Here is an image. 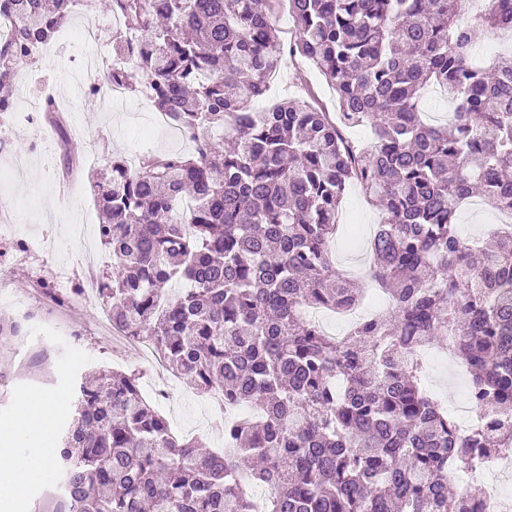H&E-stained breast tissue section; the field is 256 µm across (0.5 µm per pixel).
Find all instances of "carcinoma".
I'll list each match as a JSON object with an SVG mask.
<instances>
[{
	"label": "carcinoma",
	"mask_w": 512,
	"mask_h": 512,
	"mask_svg": "<svg viewBox=\"0 0 512 512\" xmlns=\"http://www.w3.org/2000/svg\"><path fill=\"white\" fill-rule=\"evenodd\" d=\"M80 0H8L0 112L20 58ZM271 0H92L120 18L105 82L141 73L155 111L193 143L132 170L90 175L111 268L97 283L112 328L148 340L165 367L256 414L224 425L232 451L178 440L139 376L98 369L79 387L57 450L68 512H254L240 482L272 485L262 512H448L450 473L512 448V232L472 243L459 205L512 213V55L471 61L476 39L512 31L507 0H288L283 47ZM336 92V118L301 98L264 112L284 56ZM432 85L454 121L422 118ZM370 125L363 147L346 131ZM228 132L222 148L207 135ZM377 200L373 276L388 307L341 337L302 309L364 299L328 249L347 187ZM448 347L486 416L465 434L424 389L418 352ZM273 16L275 18V25L277 28L278 36L281 41L288 46V43L293 41L295 38L296 31L293 26V21L288 15L287 0H283V2L278 7L275 5Z\"/></svg>",
	"instance_id": "1"
}]
</instances>
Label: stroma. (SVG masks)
Here are the masks:
<instances>
[{"mask_svg": "<svg viewBox=\"0 0 512 512\" xmlns=\"http://www.w3.org/2000/svg\"><path fill=\"white\" fill-rule=\"evenodd\" d=\"M109 17L106 11L88 17L75 15L65 26L69 32L88 24L96 26L97 41L55 40L54 60L38 66L34 90L42 96H56L64 115L46 121L55 130L48 155L37 156L33 166L0 183V208L21 204L31 192L39 194L35 211L22 213L19 223L0 224V273L11 280L10 295L0 297V325L14 330L12 337L0 344V426L16 421L21 394H34L50 403L63 401L64 410L51 412L50 430L45 436H27L20 443L26 453L54 447L74 411L82 376L107 368L137 372L143 395L156 403L172 431L220 448L224 439L214 432L220 415L206 395L167 372L157 356L142 355L111 329L95 324L101 301L90 286L85 257L96 254L102 272L109 265V257L92 233L99 211L88 182L89 170L82 164L86 147H94L100 161L127 156L137 139L144 140L142 152L146 155L192 148L191 142L150 125L153 107L143 94L129 93L110 104L81 91L78 60L87 53H112ZM305 94L328 111H335L336 96L322 77L305 61H289L276 73L255 108L262 111L276 101ZM383 217L359 186L347 190L338 220L343 225H356L359 232L352 246L340 235L332 240L330 248L338 268L347 271L370 261L369 237ZM500 222V213L477 198L466 200L458 210V230L466 239L485 240ZM34 238L50 243L49 257L26 248V241ZM61 270L69 273L71 303L66 308L57 307L45 293L54 286ZM424 357V384L435 386L437 397L443 400L462 395L467 374L458 371L456 365L446 364L439 346L427 347ZM60 492V475L51 466L21 495L0 501V512H54L51 497Z\"/></svg>", "mask_w": 512, "mask_h": 512, "instance_id": "obj_1", "label": "stroma"}]
</instances>
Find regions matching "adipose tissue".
<instances>
[{
  "instance_id": "adipose-tissue-1",
  "label": "adipose tissue",
  "mask_w": 512,
  "mask_h": 512,
  "mask_svg": "<svg viewBox=\"0 0 512 512\" xmlns=\"http://www.w3.org/2000/svg\"><path fill=\"white\" fill-rule=\"evenodd\" d=\"M20 414L22 430L0 429V474L6 479L5 485L0 487V495L5 497L21 491L51 459L50 450L42 449L36 454L26 455L17 447L22 433L40 435L47 430L49 414L44 401L30 394L23 395Z\"/></svg>"
}]
</instances>
